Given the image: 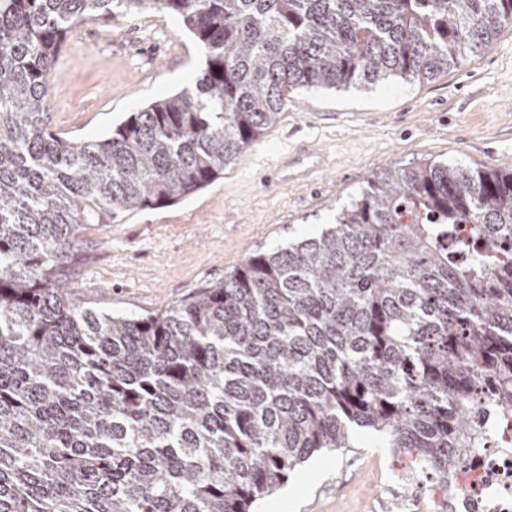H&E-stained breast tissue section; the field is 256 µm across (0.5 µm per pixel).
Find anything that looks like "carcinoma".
<instances>
[{
  "mask_svg": "<svg viewBox=\"0 0 512 512\" xmlns=\"http://www.w3.org/2000/svg\"><path fill=\"white\" fill-rule=\"evenodd\" d=\"M148 8L204 51L194 87L100 141L50 129L69 33ZM504 27L512 0H0V512H253L363 431L448 487L489 375L512 385V167L387 170L156 313L81 306L62 273L86 225L219 179L291 93L431 78Z\"/></svg>",
  "mask_w": 512,
  "mask_h": 512,
  "instance_id": "obj_1",
  "label": "carcinoma"
}]
</instances>
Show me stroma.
<instances>
[{"instance_id":"35a3bbf8","label":"stroma","mask_w":512,"mask_h":512,"mask_svg":"<svg viewBox=\"0 0 512 512\" xmlns=\"http://www.w3.org/2000/svg\"><path fill=\"white\" fill-rule=\"evenodd\" d=\"M204 65L181 19L148 9L73 30L55 69L48 120L98 141L129 113L193 84ZM327 152L331 168L306 183L277 180L276 160L297 142ZM512 167V28L490 51L430 80L298 90L278 121L210 186L174 205L88 225L70 272L74 298L116 314L159 312L222 282L251 255L335 223L375 174L429 162ZM378 438L354 452L324 450L286 486L298 512H386L381 474L411 469Z\"/></svg>"}]
</instances>
